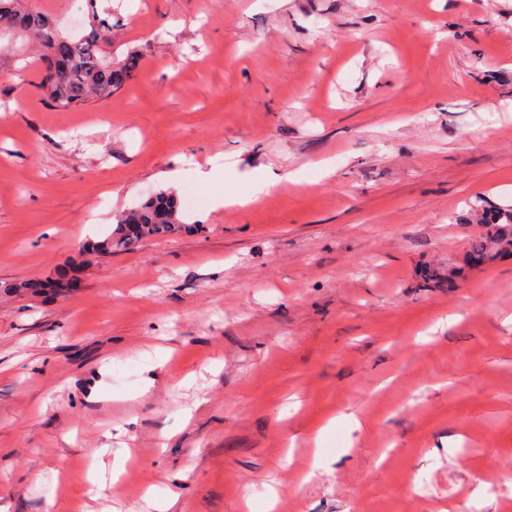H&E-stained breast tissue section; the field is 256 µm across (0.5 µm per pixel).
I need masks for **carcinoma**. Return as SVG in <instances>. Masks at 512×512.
Listing matches in <instances>:
<instances>
[{"mask_svg":"<svg viewBox=\"0 0 512 512\" xmlns=\"http://www.w3.org/2000/svg\"><path fill=\"white\" fill-rule=\"evenodd\" d=\"M14 0H0V31L6 30L35 44L39 58L46 63L41 79L42 89L59 108H71L91 98L103 99L112 95L138 67L135 55L122 64L112 62V32L102 23L80 35L61 33L49 18L37 11L20 10ZM489 224L512 228V209L486 211ZM186 225L180 220L177 201L173 195L159 192L138 208L126 212L120 224L104 238L86 246L90 254L112 253L114 248H128L146 237H168L182 232ZM470 259L476 264L494 258L483 240L471 243Z\"/></svg>","mask_w":512,"mask_h":512,"instance_id":"cac0c4a2","label":"carcinoma"}]
</instances>
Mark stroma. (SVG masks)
<instances>
[{
	"mask_svg": "<svg viewBox=\"0 0 512 512\" xmlns=\"http://www.w3.org/2000/svg\"><path fill=\"white\" fill-rule=\"evenodd\" d=\"M20 6L140 66L59 109L0 37V505L512 512V246L467 263L512 208V0ZM167 190L187 231L84 253Z\"/></svg>",
	"mask_w": 512,
	"mask_h": 512,
	"instance_id": "35a3bbf8",
	"label": "stroma"
}]
</instances>
